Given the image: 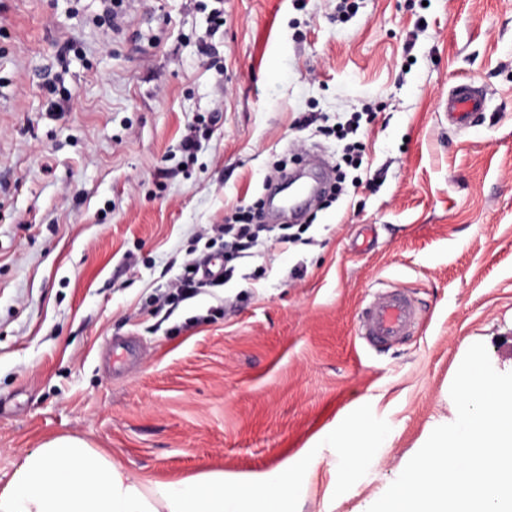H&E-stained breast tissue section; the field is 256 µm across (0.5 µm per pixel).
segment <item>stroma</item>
Listing matches in <instances>:
<instances>
[{
  "mask_svg": "<svg viewBox=\"0 0 512 512\" xmlns=\"http://www.w3.org/2000/svg\"><path fill=\"white\" fill-rule=\"evenodd\" d=\"M0 0V487L51 436L153 481L260 472L307 451L288 512H367L452 418L468 348L512 372V0ZM479 87L466 127L444 106ZM362 123L367 184L265 222L303 227L222 286L155 308L204 228L275 162L335 163ZM194 157L179 148L192 126ZM408 289L418 332L355 334ZM389 434L351 479L322 436L358 407ZM419 322V310L406 289L386 287L357 313L356 335L373 350L411 336Z\"/></svg>",
  "mask_w": 512,
  "mask_h": 512,
  "instance_id": "35a3bbf8",
  "label": "stroma"
}]
</instances>
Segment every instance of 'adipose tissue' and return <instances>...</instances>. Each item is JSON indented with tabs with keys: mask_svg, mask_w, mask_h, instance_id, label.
<instances>
[{
	"mask_svg": "<svg viewBox=\"0 0 512 512\" xmlns=\"http://www.w3.org/2000/svg\"><path fill=\"white\" fill-rule=\"evenodd\" d=\"M386 432L365 408L334 434L343 468L352 472ZM311 461L295 457L250 476L201 472L152 482L73 436H55L29 451L0 488V512H284L314 483Z\"/></svg>",
	"mask_w": 512,
	"mask_h": 512,
	"instance_id": "obj_1",
	"label": "adipose tissue"
}]
</instances>
